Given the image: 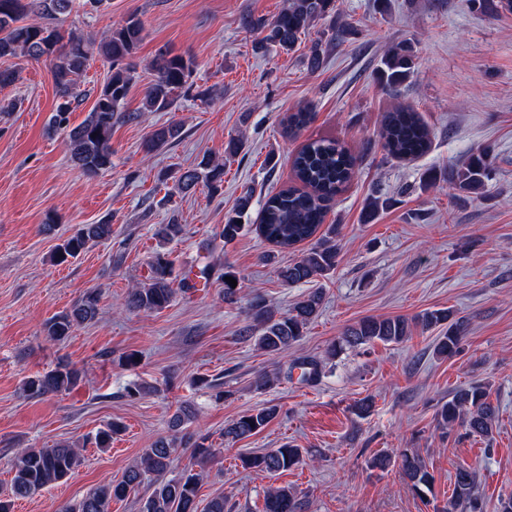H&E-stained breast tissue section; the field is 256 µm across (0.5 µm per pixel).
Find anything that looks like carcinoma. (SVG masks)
I'll list each match as a JSON object with an SVG mask.
<instances>
[{"label":"carcinoma","mask_w":512,"mask_h":512,"mask_svg":"<svg viewBox=\"0 0 512 512\" xmlns=\"http://www.w3.org/2000/svg\"><path fill=\"white\" fill-rule=\"evenodd\" d=\"M74 0H0V59L26 57L52 63L53 78L60 99L51 118L54 127L67 128L68 113L72 102L79 99V87L93 54L106 58L110 70L95 104L85 120L68 133V146L74 164L89 178L104 173L112 167V127L119 122L135 121L138 112H125L123 103L129 93L131 74L125 60L135 53L140 42L142 24L131 15L118 27L107 32L100 43L86 42L63 32L55 23L56 16L72 10ZM335 0H289L288 6L273 20L246 18L244 24L251 30L265 33L259 45L274 43L284 50H292L301 34L322 18ZM416 56L410 46L396 43L388 46L380 59L378 78L391 88L399 86L415 75ZM195 69L191 58L161 54L154 64L155 78L146 88L142 111L165 112L172 108L187 87ZM313 113L303 108L288 115L284 129L293 135L308 125ZM180 135V126L170 123L155 131L146 143V151L154 152ZM380 137L387 156L394 158L418 157L430 148L429 133L419 114L410 107L399 106L385 112ZM356 158L333 139L311 140L293 155L291 166L299 186L284 188L268 197L259 213V231L278 248H291L310 242L302 256L294 263L280 269L279 275L289 285L307 283L316 277H325L336 270L338 244L336 225L322 230L327 206L355 175ZM494 157L482 150L448 169V189L454 194H480L493 179ZM224 183V163L210 159L201 160L196 167L180 174L178 187L189 191L202 184L215 191ZM251 205V195L240 198L238 208L225 216L218 237L232 242L240 237L247 225L242 218ZM183 225L171 219L162 224L156 236L169 243L182 236ZM112 237V224H82L61 243L57 244L52 259L58 264L78 258L91 243ZM171 253L156 251L150 260L147 281L132 288L124 306L130 311L154 313L167 308L179 291L189 288V282L176 281L173 276ZM224 281V299L232 298L237 289L227 281L239 279L230 266L205 265L199 269L198 278L206 281L212 276ZM100 293L90 290L82 295L70 310L50 319L44 333L53 341L62 342L71 336L74 328L94 321L99 314ZM323 293L310 292L293 308L281 315L259 301L251 303L252 324L246 333L254 345L270 356H278L288 347L298 343L304 329L322 305ZM424 330L445 326L444 333L436 338L434 354L451 358L462 350L467 325L463 319H452L448 310H427L413 319L404 316L387 318L365 317L348 327L338 340L328 347V354L336 357L348 348L372 344L402 343L411 334L412 325ZM302 370L304 381L315 383L325 375L323 364L314 359L302 358L292 363ZM82 378L79 369L62 363L43 375L28 378L23 393L30 398L71 391ZM497 409L491 401L489 383H471L455 389L448 401L439 405L436 421L442 428L461 424L469 433L488 438L492 434ZM275 405L256 407L243 413L224 428V437L242 439L260 433L277 416ZM195 417L189 406L180 407L169 419L171 435L156 438L150 447L125 469L118 481H108L90 489L74 504H65L57 512H111L114 500L130 497L138 499L139 512H199L198 490L205 476L204 471L184 469L175 474L172 465L178 451H190L194 463H203L216 455L209 443V436L186 430ZM123 426L110 422L96 431L94 441L98 448H109L113 436L122 432ZM83 461L79 443L61 441L53 448L17 449L13 476L7 491L0 494V512H13L20 499L40 494L48 486L71 476ZM304 461L302 449L284 445L268 451L252 453L242 458L246 469H256L270 474L289 471ZM399 468L411 488L419 493L432 482V475L420 455L408 449L398 456ZM153 486L147 497L139 496L145 482ZM485 512V505L476 491L473 471L459 469L455 472L453 488L446 512ZM304 502L288 486L269 488L263 498L262 512H303Z\"/></svg>","instance_id":"cac0c4a2"}]
</instances>
